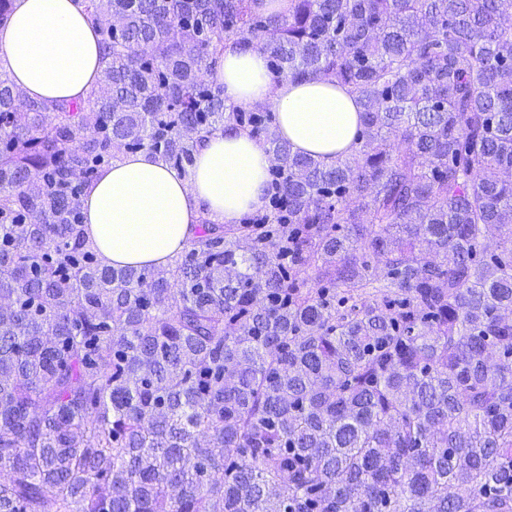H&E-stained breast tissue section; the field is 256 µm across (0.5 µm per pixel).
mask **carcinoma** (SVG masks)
<instances>
[{
    "mask_svg": "<svg viewBox=\"0 0 512 512\" xmlns=\"http://www.w3.org/2000/svg\"><path fill=\"white\" fill-rule=\"evenodd\" d=\"M82 4L86 98L0 80V512H512V0ZM230 44L355 96L356 149L224 105ZM226 124L270 155L268 207L105 264L86 186Z\"/></svg>",
    "mask_w": 512,
    "mask_h": 512,
    "instance_id": "cac0c4a2",
    "label": "carcinoma"
}]
</instances>
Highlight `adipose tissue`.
Returning a JSON list of instances; mask_svg holds the SVG:
<instances>
[{
  "mask_svg": "<svg viewBox=\"0 0 512 512\" xmlns=\"http://www.w3.org/2000/svg\"><path fill=\"white\" fill-rule=\"evenodd\" d=\"M100 61L80 0H14L0 27V74L26 97H86ZM215 78L225 105H270L293 151L332 163L354 149L360 106L345 89L323 80H276L263 53L233 46ZM269 165L263 145L229 125L208 139L188 172L146 150L123 155L85 190L86 236L109 265H164L186 247L200 211L215 223L235 224L261 208Z\"/></svg>",
  "mask_w": 512,
  "mask_h": 512,
  "instance_id": "ef3b65f1",
  "label": "adipose tissue"
}]
</instances>
